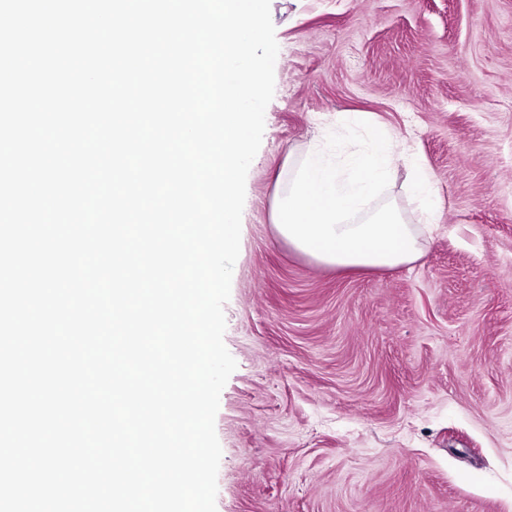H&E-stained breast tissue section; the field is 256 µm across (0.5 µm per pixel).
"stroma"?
<instances>
[{
  "instance_id": "stroma-1",
  "label": "stroma",
  "mask_w": 512,
  "mask_h": 512,
  "mask_svg": "<svg viewBox=\"0 0 512 512\" xmlns=\"http://www.w3.org/2000/svg\"><path fill=\"white\" fill-rule=\"evenodd\" d=\"M271 18L217 512H512V0H271ZM362 119L396 154L369 209L415 222L412 155L438 190L414 263L340 269L273 228L310 153L335 160Z\"/></svg>"
}]
</instances>
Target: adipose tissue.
I'll list each match as a JSON object with an SVG mask.
<instances>
[{
    "mask_svg": "<svg viewBox=\"0 0 512 512\" xmlns=\"http://www.w3.org/2000/svg\"><path fill=\"white\" fill-rule=\"evenodd\" d=\"M371 147L348 150L343 166L320 153L308 157L274 215L277 234L294 249L324 264L396 268L420 256L418 232L394 206L367 211L368 198L394 166L393 135L369 124Z\"/></svg>",
    "mask_w": 512,
    "mask_h": 512,
    "instance_id": "1",
    "label": "adipose tissue"
}]
</instances>
